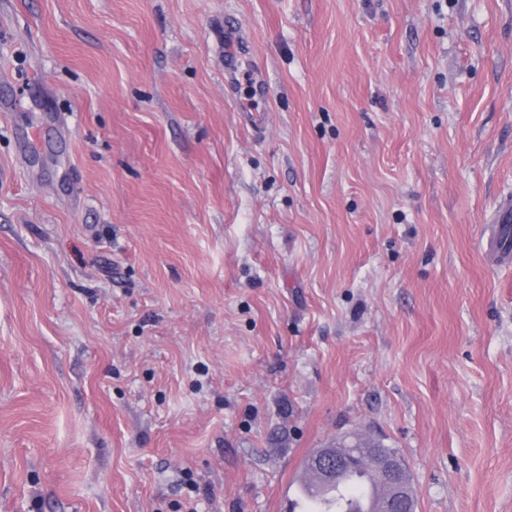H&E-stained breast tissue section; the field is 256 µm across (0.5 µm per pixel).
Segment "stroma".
<instances>
[{
	"mask_svg": "<svg viewBox=\"0 0 512 512\" xmlns=\"http://www.w3.org/2000/svg\"><path fill=\"white\" fill-rule=\"evenodd\" d=\"M511 196L512 0H0V512H512ZM370 440V436L355 433L352 435H345L339 437L336 439V442H333L332 444L329 445L334 451H336V448L341 450H344V448H351L346 447V445L357 446L352 452L357 455L355 466L352 467L343 477L340 483L341 485L343 482V484L341 485L342 488H344L346 479L351 473L364 469L366 467L370 468L371 471L374 472L373 458L367 452V448H370L369 445L372 444L370 443ZM350 453L351 452H333L328 448H321V450L316 454V461L317 464L321 466L320 468L326 481L333 482L335 476L337 478L338 473L348 467V465L350 464V457L348 456V454ZM348 483L357 485L360 488L359 495L352 503L353 508L358 510L348 508L349 499L354 495V492L344 489V492L336 497V501L330 510L316 512H361V510L368 512L378 509L382 492L376 483L363 475L352 477Z\"/></svg>",
	"mask_w": 512,
	"mask_h": 512,
	"instance_id": "obj_1",
	"label": "stroma"
}]
</instances>
